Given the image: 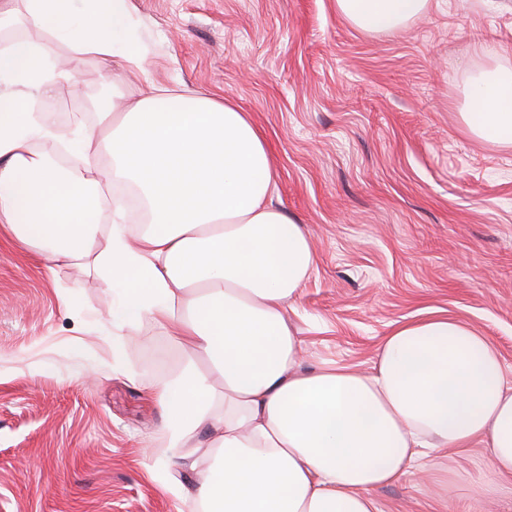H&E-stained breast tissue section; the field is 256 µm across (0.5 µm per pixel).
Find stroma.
Wrapping results in <instances>:
<instances>
[{
	"instance_id": "1",
	"label": "stroma",
	"mask_w": 512,
	"mask_h": 512,
	"mask_svg": "<svg viewBox=\"0 0 512 512\" xmlns=\"http://www.w3.org/2000/svg\"><path fill=\"white\" fill-rule=\"evenodd\" d=\"M158 84L235 102L267 141L276 206L305 224L318 262L293 321L310 360L371 370L396 325L445 315L481 331L512 378V148L472 134L475 75L512 69V0H431L402 30L369 34L335 0H133ZM84 112L107 79L75 64ZM111 277L49 270L0 233V512H188L195 484L143 389L185 360L151 325L116 357ZM484 449L449 452L434 479L375 491L379 512H512V480L480 499Z\"/></svg>"
}]
</instances>
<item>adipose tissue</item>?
<instances>
[{
	"mask_svg": "<svg viewBox=\"0 0 512 512\" xmlns=\"http://www.w3.org/2000/svg\"><path fill=\"white\" fill-rule=\"evenodd\" d=\"M430 0H336L360 31L395 32ZM132 0H0V226L58 267L111 275L126 350L149 323L187 352L145 384L173 456L200 469L192 512H378L374 489L433 476L442 449L486 448L512 477V380L471 326H395L371 371L307 365L290 314L317 262L305 225L274 206L279 174L234 103L145 79ZM92 58L118 75L92 114L45 111ZM466 124L512 148V72L483 71ZM108 227H101V217ZM205 356L199 372L196 356ZM207 467H200L201 456Z\"/></svg>",
	"mask_w": 512,
	"mask_h": 512,
	"instance_id": "ef3b65f1",
	"label": "adipose tissue"
}]
</instances>
